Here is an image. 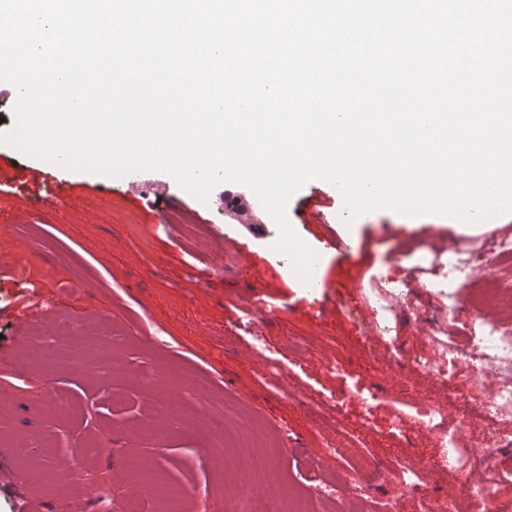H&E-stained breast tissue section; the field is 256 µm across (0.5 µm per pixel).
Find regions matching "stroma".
<instances>
[{"label": "stroma", "mask_w": 512, "mask_h": 512, "mask_svg": "<svg viewBox=\"0 0 512 512\" xmlns=\"http://www.w3.org/2000/svg\"><path fill=\"white\" fill-rule=\"evenodd\" d=\"M18 92L0 82V442L19 430L48 439L56 453L76 461L80 494H92L94 512H115L113 492L125 477L119 467L133 458L149 460L159 477L181 497L220 503L234 512L230 491L238 473L229 459L212 458L214 440L201 402L190 385L201 379L215 391L231 423L263 422L285 444L280 466L285 495L311 482L335 481L344 459L362 473L374 462H403L420 472V491L400 496L396 486L376 490L377 498L400 497L402 512H420V494L444 497L458 488L455 469L425 470V463L459 458L475 464L484 449L485 427L468 424L460 447L440 446V436L411 414L423 399L442 401L437 384L419 369L393 367L394 351L404 359L425 358L436 323L457 308L468 320L474 289L488 280L512 286V264L471 273V282L451 299L446 285L433 281L405 292L410 312L398 328L396 345L379 341L374 355L358 343L371 320L379 284L431 267L439 239L465 248L503 233L512 234V213L482 225L463 227L436 214L403 215L376 210L352 223L341 218L333 185L312 180L292 197L287 214L295 232L317 255L316 289L298 287L293 266L274 248L279 231L254 193L223 183L207 201L182 189L159 171L120 177L72 171L25 155L3 138L14 126ZM43 167L48 181L66 182V204L41 202V185L27 172ZM168 185L159 195V185ZM136 195H128V186ZM329 198L328 223L307 224L303 214L315 197ZM193 224L201 233L224 237L230 263L219 268L198 244L184 241L171 224ZM336 236L351 249H325ZM98 313L119 335L114 358L136 374L172 370L167 385L183 409L178 428L154 411L146 385L110 378L69 359L86 344L83 319ZM53 358L44 372L40 362ZM288 373V397L274 395L265 381L269 359ZM377 393L366 404L368 393ZM65 397L66 413L38 410L46 394ZM343 423L337 431L314 422L312 406ZM404 426L394 429V417ZM102 454L88 453L90 445ZM318 469H310L311 461ZM0 462L30 473L31 481L0 488V512H18L29 501L34 512H69L71 493L51 474L41 448L4 454Z\"/></svg>", "instance_id": "35a3bbf8"}]
</instances>
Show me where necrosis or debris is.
Segmentation results:
<instances>
[{
  "label": "necrosis or debris",
  "mask_w": 512,
  "mask_h": 512,
  "mask_svg": "<svg viewBox=\"0 0 512 512\" xmlns=\"http://www.w3.org/2000/svg\"><path fill=\"white\" fill-rule=\"evenodd\" d=\"M511 261L512 235H504L496 237L490 247L455 252L447 262L436 263L435 272L463 287L472 269L486 270ZM419 281V273L414 272L378 288L372 302L374 320L363 330L365 342L393 341L406 315L400 301L402 291L415 287ZM505 298L512 300V291L491 283L480 298L481 308L475 310L468 322L461 324L456 318H449L447 335L430 339L432 357L423 363L415 359L410 362L411 368L425 367L446 388L448 401L461 399L458 389L461 374H468L470 383L484 387L481 398L464 409L466 416L488 427L483 467L476 477L465 478L460 483L461 492L472 508L512 496V470L503 467L498 457L500 449L512 447V431L500 427L502 420L512 418V324L491 314L495 302ZM83 327L92 340L87 356L94 368L111 377L130 378V366L115 362L112 357L116 335L103 328L95 316L86 317ZM208 421L224 448L236 454L240 479L235 493L243 505L242 512H274L281 497L282 476L278 455L267 445L263 431L256 426L231 428L223 414L213 410L208 413ZM335 495L367 503L372 499L371 485L359 473L348 470L337 491L319 487L293 497L288 501V512H312L313 503Z\"/></svg>",
  "instance_id": "necrosis-or-debris-1"
}]
</instances>
